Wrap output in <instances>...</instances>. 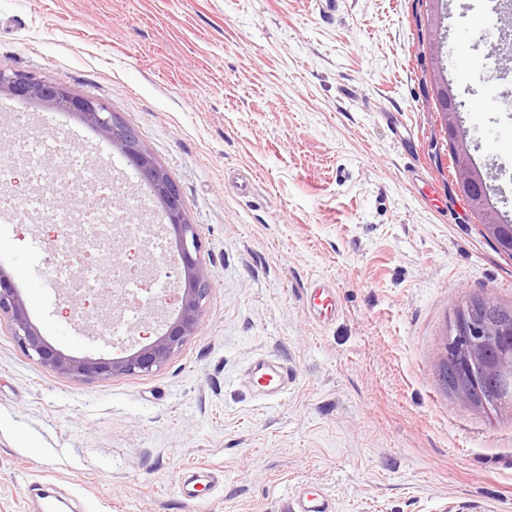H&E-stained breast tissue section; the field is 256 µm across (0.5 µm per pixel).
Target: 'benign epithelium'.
<instances>
[{
  "mask_svg": "<svg viewBox=\"0 0 512 512\" xmlns=\"http://www.w3.org/2000/svg\"><path fill=\"white\" fill-rule=\"evenodd\" d=\"M3 94L60 112H72L95 127L105 140L124 154L149 184L166 225L176 236L178 266L184 287L178 289L175 296L178 316L167 323L164 334L133 354L109 362L76 360L47 344L41 331L31 322L14 282L5 274L0 275V317L7 318L11 334L23 351L34 354L40 363L61 374L74 378L112 379L149 374L159 369L193 335L211 286L209 273L198 258L202 242L196 225L186 218L177 184L142 148L133 128L95 98L76 94L47 79L0 71V95ZM458 177L472 210L483 218L487 237L495 242H511L512 225L499 223L497 217L485 208L484 195L488 186L479 184L467 168L459 169ZM438 377L446 390L458 395L469 407H487L483 388L486 377L501 380L506 395L502 402H512V307H503L489 296L465 300L450 329Z\"/></svg>",
  "mask_w": 512,
  "mask_h": 512,
  "instance_id": "obj_1",
  "label": "benign epithelium"
}]
</instances>
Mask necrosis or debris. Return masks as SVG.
<instances>
[{"label":"necrosis or debris","mask_w":512,"mask_h":512,"mask_svg":"<svg viewBox=\"0 0 512 512\" xmlns=\"http://www.w3.org/2000/svg\"><path fill=\"white\" fill-rule=\"evenodd\" d=\"M0 140L8 143L13 156L25 161L36 186L34 193L23 198L0 194V209L21 221L38 216L54 225L57 278L73 280L77 296L92 299L100 311L111 310L113 289L137 293L141 271L115 272L108 286L99 277V265L111 255L121 232L143 221L136 209L113 211L111 200L118 190L117 183L104 177L84 152L68 143L32 137L2 124ZM49 155L55 157L56 167L45 165ZM76 169L83 170L82 179H72ZM63 195L83 198L84 204L77 210L57 209L55 203ZM75 227L81 231L77 239L71 235Z\"/></svg>","instance_id":"necrosis-or-debris-1"}]
</instances>
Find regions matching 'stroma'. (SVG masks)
<instances>
[{
	"instance_id": "obj_1",
	"label": "stroma",
	"mask_w": 512,
	"mask_h": 512,
	"mask_svg": "<svg viewBox=\"0 0 512 512\" xmlns=\"http://www.w3.org/2000/svg\"><path fill=\"white\" fill-rule=\"evenodd\" d=\"M485 0H0V71L97 98L180 188L211 275L189 340L158 370L76 379L0 321V512H292L300 488L334 512H512V407L465 408L437 377L458 306H512V257L458 179L434 77L460 139L512 220V93L486 60ZM118 181L140 174L76 116L27 106ZM52 229L0 222V271L49 344L128 355L161 333L99 336L68 318ZM332 290L319 317L310 289ZM259 358L295 377L267 396ZM216 473L187 505L185 469Z\"/></svg>"
}]
</instances>
